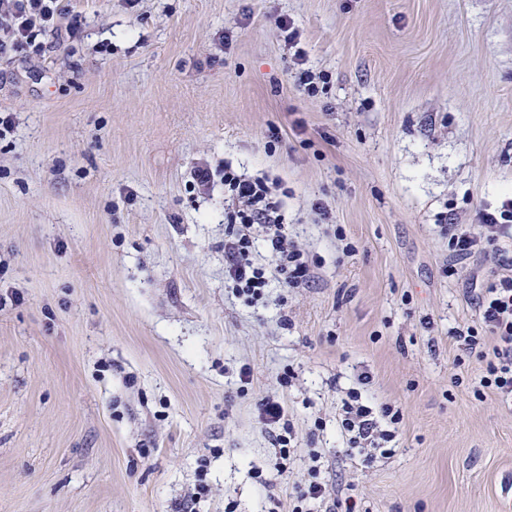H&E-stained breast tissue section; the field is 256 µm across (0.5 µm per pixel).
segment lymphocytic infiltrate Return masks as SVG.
Instances as JSON below:
<instances>
[{"label": "lymphocytic infiltrate", "instance_id": "lymphocytic-infiltrate-1", "mask_svg": "<svg viewBox=\"0 0 512 512\" xmlns=\"http://www.w3.org/2000/svg\"><path fill=\"white\" fill-rule=\"evenodd\" d=\"M67 10L63 0H0V58L30 53L36 47L39 32L55 29ZM224 186L238 207L227 215L224 241V273L235 294L248 301L260 300L270 281L281 287L296 288L312 276L304 251L288 236L280 213L281 202L276 186L263 176H246L232 167L224 169ZM261 227L272 256L271 267L252 258L253 227ZM512 237V197L495 209H481L477 228L462 224L448 227V247L454 260L448 275H455L457 260L476 253L494 252L499 262H506L505 239ZM475 300L478 325H461L452 338L458 349L485 360L486 368L475 389L476 395L490 390L502 398L512 397V274L499 276L477 289ZM494 346H487V339ZM388 428H380L372 409L364 405L357 391H350L342 406L341 430L350 447L383 448L395 438L393 431L401 416L391 406H384L381 419ZM312 481L293 493L291 512H314L315 506L331 504L334 512H358L354 497L327 499L326 486L319 481V469H312Z\"/></svg>", "mask_w": 512, "mask_h": 512}]
</instances>
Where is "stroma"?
<instances>
[{"label": "stroma", "instance_id": "1", "mask_svg": "<svg viewBox=\"0 0 512 512\" xmlns=\"http://www.w3.org/2000/svg\"><path fill=\"white\" fill-rule=\"evenodd\" d=\"M67 4L0 59V512H289L314 464L365 512H512V403L450 337L502 269L447 276L443 232L512 193V0ZM228 164L279 182L308 286L232 293V202L191 177ZM353 388L393 455L347 447ZM275 443L278 444L280 448L279 457L276 458L273 465L266 469L256 468L253 471L254 477L259 479V481L266 486L274 485L288 470L287 464L284 463V460H288V457L290 456V448L288 449V445H290L291 441L286 436L280 435L276 439Z\"/></svg>", "mask_w": 512, "mask_h": 512}]
</instances>
